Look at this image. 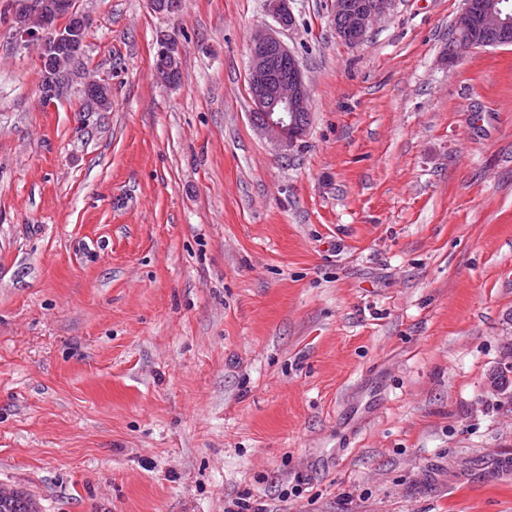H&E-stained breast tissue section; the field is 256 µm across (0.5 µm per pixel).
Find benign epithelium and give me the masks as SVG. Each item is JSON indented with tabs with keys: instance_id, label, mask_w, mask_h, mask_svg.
<instances>
[{
	"instance_id": "7a95c632",
	"label": "benign epithelium",
	"mask_w": 512,
	"mask_h": 512,
	"mask_svg": "<svg viewBox=\"0 0 512 512\" xmlns=\"http://www.w3.org/2000/svg\"><path fill=\"white\" fill-rule=\"evenodd\" d=\"M502 2L484 0L474 4L465 0L451 32L479 31L480 40L472 44L474 48L511 41L512 14L503 13ZM391 6L392 0H330L336 35L351 45L361 43ZM269 10L282 29L293 27L295 18L289 0H269ZM83 33L82 29L66 32L43 21L35 26L23 23L15 30L20 43L39 45L41 63L46 54L59 49L80 52L85 43ZM157 41L158 58L166 62L165 71L178 69L180 48L176 38L165 32ZM248 75L255 124L272 140L293 146L305 131L304 121L310 114V93L297 58L274 33L263 28L250 41Z\"/></svg>"
}]
</instances>
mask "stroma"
Wrapping results in <instances>:
<instances>
[{"instance_id": "obj_1", "label": "stroma", "mask_w": 512, "mask_h": 512, "mask_svg": "<svg viewBox=\"0 0 512 512\" xmlns=\"http://www.w3.org/2000/svg\"><path fill=\"white\" fill-rule=\"evenodd\" d=\"M82 85L37 102L0 0V486L39 512H512V46L443 59L464 0H330L282 40L311 96L255 125L266 0H73ZM180 42L162 83L160 33ZM391 6L392 0H330L336 35L351 45L361 43Z\"/></svg>"}]
</instances>
